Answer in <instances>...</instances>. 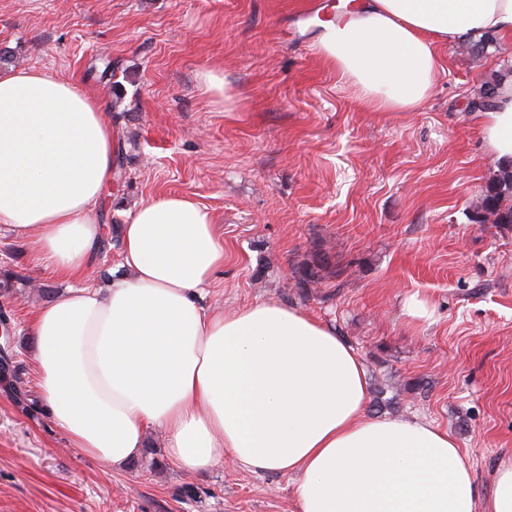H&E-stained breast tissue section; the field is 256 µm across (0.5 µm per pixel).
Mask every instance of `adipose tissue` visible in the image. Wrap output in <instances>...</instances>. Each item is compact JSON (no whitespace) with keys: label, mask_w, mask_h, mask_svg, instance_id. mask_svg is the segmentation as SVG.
Instances as JSON below:
<instances>
[{"label":"adipose tissue","mask_w":512,"mask_h":512,"mask_svg":"<svg viewBox=\"0 0 512 512\" xmlns=\"http://www.w3.org/2000/svg\"><path fill=\"white\" fill-rule=\"evenodd\" d=\"M480 32L512 37V0H361L320 21L314 45L366 107L408 112L430 94L436 44ZM480 135L512 162V84ZM114 151L96 97L44 70L0 69V231L70 284L28 331L41 399L71 447L119 469L160 432L184 471L291 476L294 512H512V454L479 494L447 431L368 415L363 364L327 324L273 300L205 305L224 235L192 198L142 201L121 227L118 275L84 284Z\"/></svg>","instance_id":"adipose-tissue-1"}]
</instances>
